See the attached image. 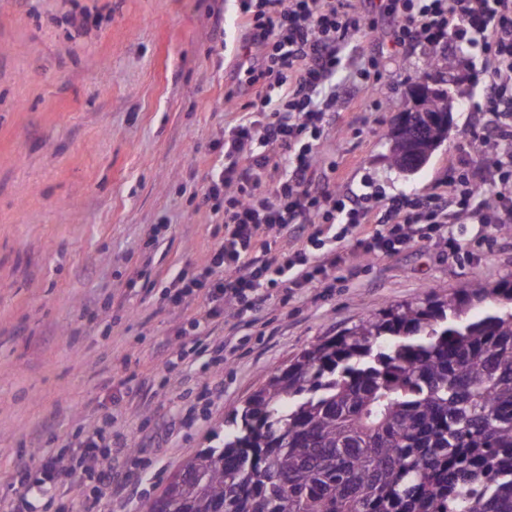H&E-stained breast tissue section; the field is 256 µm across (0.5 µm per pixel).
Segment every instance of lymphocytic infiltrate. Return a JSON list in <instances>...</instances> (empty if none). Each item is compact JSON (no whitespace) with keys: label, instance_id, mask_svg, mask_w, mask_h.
<instances>
[{"label":"lymphocytic infiltrate","instance_id":"f902f5d3","mask_svg":"<svg viewBox=\"0 0 512 512\" xmlns=\"http://www.w3.org/2000/svg\"><path fill=\"white\" fill-rule=\"evenodd\" d=\"M238 9L261 62L247 69V100L214 143L221 162L202 188L224 236L200 273L173 283V306L198 295L211 317L228 305L241 315L255 310L263 285H283L293 296L326 283L351 249L390 256L434 243L455 256L463 249L455 225L512 223L511 121L473 134L484 162L463 150L444 185L425 195H397L377 207L366 194L313 177L317 146L349 95L337 75L382 18L403 51L469 53L481 87L476 111L511 113L512 0H239ZM63 475L62 455L42 454L17 471L25 492L0 512H27V490Z\"/></svg>","mask_w":512,"mask_h":512}]
</instances>
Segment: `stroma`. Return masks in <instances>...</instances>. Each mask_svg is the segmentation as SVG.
Masks as SVG:
<instances>
[{"mask_svg": "<svg viewBox=\"0 0 512 512\" xmlns=\"http://www.w3.org/2000/svg\"><path fill=\"white\" fill-rule=\"evenodd\" d=\"M84 8L98 21L75 27ZM239 38L234 0H0V497L14 494L9 471L99 428L133 495L76 466L29 493L32 512H59L85 490L99 512H146L304 349L391 305L512 278V232L463 224L464 254L417 245L336 271L328 292L287 300L271 289L256 326L230 311L207 322L197 297L173 307L168 287L201 271L224 234L195 192L233 117ZM363 47L379 54L382 79L339 104L319 162L339 164L356 191L367 179L386 197L428 193L486 122L465 56L450 49L430 67L383 31ZM424 78L453 99L452 124L428 163L403 174L384 134ZM200 333L231 338L217 363L198 353Z\"/></svg>", "mask_w": 512, "mask_h": 512, "instance_id": "obj_1", "label": "stroma"}]
</instances>
